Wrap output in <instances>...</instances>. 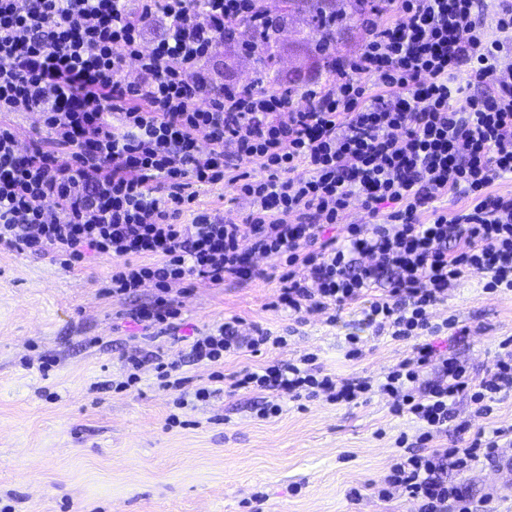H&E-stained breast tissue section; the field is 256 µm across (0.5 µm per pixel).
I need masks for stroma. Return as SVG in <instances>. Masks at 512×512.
Returning a JSON list of instances; mask_svg holds the SVG:
<instances>
[{
  "label": "stroma",
  "instance_id": "1",
  "mask_svg": "<svg viewBox=\"0 0 512 512\" xmlns=\"http://www.w3.org/2000/svg\"><path fill=\"white\" fill-rule=\"evenodd\" d=\"M265 5L287 19L274 77L284 85L321 80L307 12H284L279 0ZM211 66L221 81L237 84L253 77L257 63L227 42ZM112 266V257L94 255L68 272L50 256L0 249V512H415L412 501L384 502L368 488L386 474L399 434L416 433L380 397L358 404L320 397L302 406L285 397L279 416L261 420L262 398L249 390L178 408L176 393L157 388L148 364L138 389L116 388L123 354L158 347L194 383H208L212 369L188 361V343L229 317L240 318L243 332L261 327L288 344L227 356L224 375L314 352L336 376H380L409 346L374 338L365 302L346 306L333 323L320 313L298 323L273 308L276 280L229 277L220 287L196 280L179 297L181 342L155 345L128 315L134 303L150 301L152 289L133 302L106 295ZM451 315L470 334L434 337L437 349L478 372L492 367L500 341L512 336V295L485 294L476 274L434 311L439 320ZM351 336L361 340L360 358L348 356ZM46 356L55 365L44 376L37 366ZM173 414L178 423H169ZM467 484L477 500L494 491V512H512L507 469L477 464ZM354 488L360 497L351 496Z\"/></svg>",
  "mask_w": 512,
  "mask_h": 512
}]
</instances>
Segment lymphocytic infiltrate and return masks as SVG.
Here are the masks:
<instances>
[{"label":"lymphocytic infiltrate","instance_id":"obj_1","mask_svg":"<svg viewBox=\"0 0 512 512\" xmlns=\"http://www.w3.org/2000/svg\"><path fill=\"white\" fill-rule=\"evenodd\" d=\"M361 51L337 56L319 37L323 80L302 87L222 85L208 67L219 44L251 27L275 37L281 20L260 0H0V248L51 255L71 271L90 253L112 256L107 295L154 288L131 310L143 330L177 331V297L201 279L258 277L273 262L276 305L294 315L367 300L375 336L411 345L380 377L339 378L308 353L232 376L227 389L280 399L356 403L375 394L418 426L400 434L380 499L417 512H484L463 482L479 462L501 465L492 432L451 425L457 398L490 415L512 391V337L492 368L473 373L433 336H468L435 321L451 288L473 274L486 293L512 292V0H357ZM164 22L162 38L147 31ZM37 114L39 136L20 145L10 117ZM261 160L263 176L241 164ZM227 184L241 221L200 206L199 190ZM462 204L448 209V200ZM364 222L347 223L352 201ZM189 223H182L183 215ZM341 237L327 236L329 226ZM230 318L196 337L192 361L215 365L242 349L287 339L239 333ZM151 361L179 407L212 394L186 391L176 363ZM435 380H425L429 367ZM454 431L455 445L433 447ZM457 481H449V473Z\"/></svg>","mask_w":512,"mask_h":512}]
</instances>
